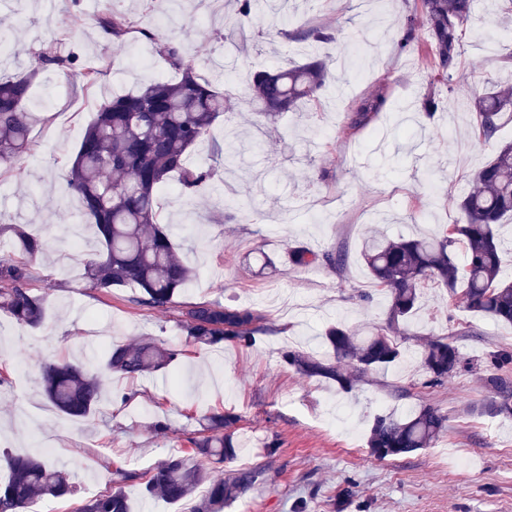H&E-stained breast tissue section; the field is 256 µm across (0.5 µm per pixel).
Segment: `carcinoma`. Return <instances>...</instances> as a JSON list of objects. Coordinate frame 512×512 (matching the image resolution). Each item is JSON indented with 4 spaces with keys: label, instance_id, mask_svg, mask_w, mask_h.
<instances>
[{
    "label": "carcinoma",
    "instance_id": "cac0c4a2",
    "mask_svg": "<svg viewBox=\"0 0 512 512\" xmlns=\"http://www.w3.org/2000/svg\"><path fill=\"white\" fill-rule=\"evenodd\" d=\"M475 8L476 0H415L414 10L399 21L405 32L400 47L408 53L416 49L417 28L423 27L427 34L426 91L420 107L428 117L438 108L439 85H451L460 63L461 29ZM156 19L138 32L155 45L177 77L103 101L84 132L65 183L67 191L78 198L83 216L94 224L102 246L98 258L86 263L91 286L107 293L131 288L135 292L131 302L168 309L193 280V271L181 258L167 227L161 225L156 193L175 175L186 192L207 190L214 170L192 167L188 160L229 108L230 95L198 78L182 43L164 32L163 16ZM95 24L112 36L118 48L133 28L127 15L114 10L98 15ZM292 39L332 41L335 33L298 27ZM52 61L54 58L40 55L27 70L0 77V167H15L30 150L31 120L25 101L40 66ZM329 75V64L318 57L290 68L256 70L250 76L246 97L255 111L274 123L300 103L319 100ZM385 104L386 97L378 90L363 98L349 115V129L355 133L366 128ZM471 108L474 141L494 138L502 114L512 111V85H497L474 97ZM458 209L460 221L435 232L395 239L381 234L366 242L364 265L373 287L388 300L383 326L360 336L341 322L332 324L324 335L328 356L289 349L283 352V360L307 378L332 381L344 392L354 390L368 373L402 359L408 327L420 311L421 290L430 284L448 289L451 297L460 287L468 311L512 325V281L502 277L501 240L494 229L505 216L512 215V143L499 148L474 174V187L460 197ZM6 229L28 258L44 251V240L21 225H0V232ZM457 248L463 252L461 265L455 259ZM289 257L299 267L326 264L341 271L346 264L340 251L294 248ZM30 278L27 265L0 260V311L21 324L37 327L45 318V297L31 290ZM181 315L188 336L205 346L228 342L251 347L258 335L268 331L267 318L261 312L219 302L194 303ZM178 356L179 351L145 338L135 345L109 346L105 368L119 378H136L170 367ZM465 365L461 352L448 338L427 339L420 366L429 384L445 383ZM42 380L46 398L63 415L84 419L97 411L101 384L83 366L49 363L42 369ZM487 384L494 396L478 408L479 414L511 415L512 383L492 374ZM237 421L230 412L210 415L203 427L205 435L191 440V451L169 456L141 477L117 470L111 488L83 502L78 512H132L124 485L138 477L143 479L147 497L170 503L187 499L199 485L206 484L207 494L195 512H219L259 476L255 470H235L224 477L204 465L206 460L223 463L236 459ZM445 421L437 409L427 406L405 417L378 415L366 445L379 459L404 456L437 442L445 431ZM6 463L8 476L0 480V512H20L37 497L76 495L77 486L68 473L47 455H11Z\"/></svg>",
    "mask_w": 512,
    "mask_h": 512
}]
</instances>
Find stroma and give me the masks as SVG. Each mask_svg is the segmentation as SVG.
<instances>
[{
    "mask_svg": "<svg viewBox=\"0 0 512 512\" xmlns=\"http://www.w3.org/2000/svg\"><path fill=\"white\" fill-rule=\"evenodd\" d=\"M198 2L181 0L175 35L199 78L240 90L253 71L302 59L305 43L282 34L245 37L235 24L234 0H207L227 22L225 40H217ZM413 5L286 0L284 14L297 24H340L361 43L317 44L335 69L316 111L270 125L235 100L189 159L191 166L217 171L206 196L159 193L161 218L194 270L178 305L159 310L130 303L132 289L105 294L91 287L85 262L98 248L95 228L62 191V176L98 105L174 76L139 33L128 34L120 50L94 22L111 6L139 26L149 18L146 5L28 0L16 23V0H0V20L10 24L7 40L22 48L0 56L1 73L25 70L42 51L77 58L72 66L42 68L26 101L36 116L31 150L13 169L0 170V222L24 225L45 241L28 268L34 293L46 298V318L36 328L0 313V454H35L50 438L53 458L75 475L78 488L70 499L36 501L31 512H76L81 501L109 487L115 469L142 474L189 450L203 419L217 411L237 416L244 442L218 473L260 472L223 512H512V416L469 411L490 397L484 384L489 354L512 352L511 325L469 312L445 289H425L415 331L448 336L480 365L438 386L428 384L412 339L398 365L368 374L348 394L335 383L301 377L281 358L288 347L325 356L322 334L331 323L383 324L385 297L368 303L356 297L370 287L361 258L367 238L377 230L390 237L429 233L459 221L457 199L496 147L512 140V112L495 138L477 144L464 109L488 82L512 80L505 60L512 24L494 0H477L463 31L454 88L440 90L434 118L404 117L405 106L423 92L420 55L399 47L397 21ZM88 66L105 75L86 87L81 71ZM380 85L387 95L383 112L352 134L349 113ZM297 246L343 251L346 267L294 266L288 251ZM257 247L274 259L273 271L255 272ZM203 301L256 309L269 330L249 349L195 345L180 325L179 308ZM145 336L180 349L177 366L132 381L108 375L99 339L132 344ZM62 360L82 363L101 381L102 400L91 419L65 418L43 395L42 364ZM424 405L446 417L435 444L394 459L370 455L366 439L376 414L402 416ZM159 420L167 433L155 430ZM273 440L278 449L270 454L266 444Z\"/></svg>",
    "mask_w": 512,
    "mask_h": 512,
    "instance_id": "obj_1",
    "label": "stroma"
}]
</instances>
